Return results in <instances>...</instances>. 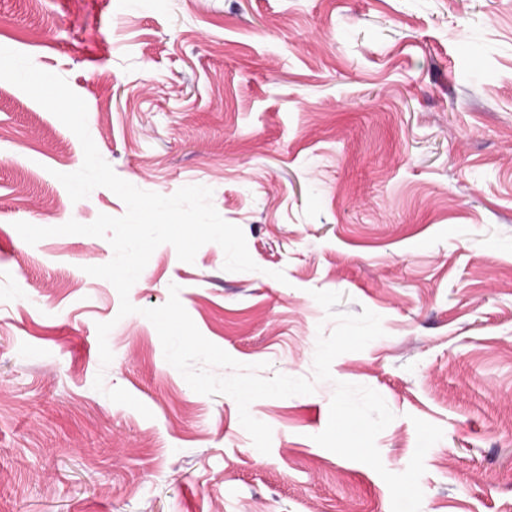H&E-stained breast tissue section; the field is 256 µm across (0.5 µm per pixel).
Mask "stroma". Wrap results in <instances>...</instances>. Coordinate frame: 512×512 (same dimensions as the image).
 <instances>
[{
  "label": "stroma",
  "instance_id": "stroma-1",
  "mask_svg": "<svg viewBox=\"0 0 512 512\" xmlns=\"http://www.w3.org/2000/svg\"><path fill=\"white\" fill-rule=\"evenodd\" d=\"M0 46L63 77L122 179L213 191L257 271L164 244L120 316L107 239L27 244L18 221L119 217L107 188L59 181L78 138L0 81V512H391L369 466L314 442L339 382L442 428L421 512H512V0H0ZM283 272L284 281L274 279ZM202 335L262 377L312 378L317 331L370 309L382 337L338 356L309 395L264 398L260 453L229 396L194 392L142 316L170 285ZM113 322L109 365L96 325ZM121 387L152 413L93 387Z\"/></svg>",
  "mask_w": 512,
  "mask_h": 512
}]
</instances>
